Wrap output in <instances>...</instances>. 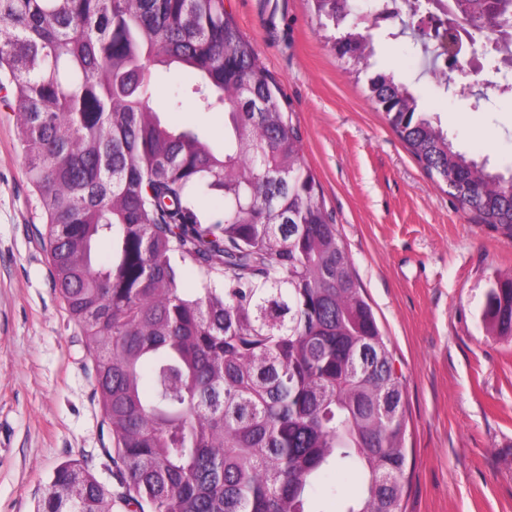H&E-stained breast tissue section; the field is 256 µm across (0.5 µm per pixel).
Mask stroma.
Masks as SVG:
<instances>
[{
    "label": "stroma",
    "mask_w": 512,
    "mask_h": 512,
    "mask_svg": "<svg viewBox=\"0 0 512 512\" xmlns=\"http://www.w3.org/2000/svg\"><path fill=\"white\" fill-rule=\"evenodd\" d=\"M277 82L307 166L404 377V512H512V340L480 317L489 278L512 272V236L422 169L368 97L395 74L455 147L512 173V94L483 74H423L421 40L373 32L370 72L350 71L313 0H224ZM17 118L0 105V512H35L54 469L117 482L93 359L52 283L43 213Z\"/></svg>",
    "instance_id": "1"
}]
</instances>
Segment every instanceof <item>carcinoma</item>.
<instances>
[{"mask_svg": "<svg viewBox=\"0 0 512 512\" xmlns=\"http://www.w3.org/2000/svg\"><path fill=\"white\" fill-rule=\"evenodd\" d=\"M455 4L479 35L512 29V0ZM315 9L343 28L336 55L368 69L351 0ZM155 65L197 73L189 96L224 112L222 142L166 122ZM0 74L53 284L94 359L118 501L314 512L320 476L351 470L362 491L340 512H402V376L280 88L224 0H0ZM369 92L428 175L512 235V179L456 150L394 74ZM481 319L512 336V273L490 281ZM50 488L37 512L112 507L79 462Z\"/></svg>", "mask_w": 512, "mask_h": 512, "instance_id": "cac0c4a2", "label": "carcinoma"}]
</instances>
